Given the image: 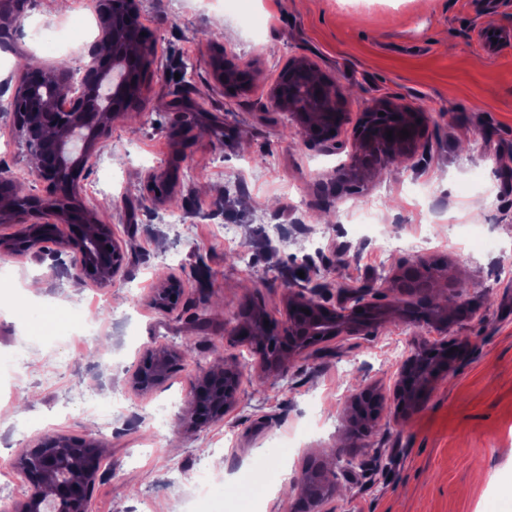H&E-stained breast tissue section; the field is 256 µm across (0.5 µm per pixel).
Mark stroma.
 <instances>
[{
    "instance_id": "1",
    "label": "stroma",
    "mask_w": 512,
    "mask_h": 512,
    "mask_svg": "<svg viewBox=\"0 0 512 512\" xmlns=\"http://www.w3.org/2000/svg\"><path fill=\"white\" fill-rule=\"evenodd\" d=\"M71 2L60 12L55 0H23L0 31V171L35 193L9 103L23 63L86 62L98 0ZM249 11L140 0L155 45L141 109L113 120L76 181L78 206L111 225L126 251L114 283L76 279L68 250L55 266L24 251L0 255V287L37 315L27 325L0 306V491L21 481L19 452L49 435L101 448L88 512H186L201 469L223 478L211 512L248 502L300 512L305 471L340 453L360 466L321 512H512V42L489 59L476 39L484 25L512 33V0H250ZM78 22L85 36L58 54L34 37ZM297 56L343 91L351 122L337 151L297 134L272 100ZM219 62L246 70V87L226 88ZM382 98L425 108L418 151L336 188L330 174L351 150L353 121ZM169 173L168 195H156L151 178ZM488 187L498 208L471 217L469 203ZM377 190L384 237L417 240L416 251L387 250L345 223L342 204ZM419 257L466 283L472 313L443 333L466 339L464 357L415 408L396 399L398 364L441 334L433 326L390 318L308 348L277 373L230 334L247 307L283 322L300 271L397 303L390 278ZM171 276L183 293L166 311L154 295ZM194 314L208 319L204 330L192 331ZM187 335L198 344L192 359L158 388L132 387L147 347L173 349ZM218 365L242 372L235 404L189 428L191 385ZM367 388L383 409L359 438L350 400ZM174 395L178 407L155 431L158 406ZM105 415L112 433L102 437Z\"/></svg>"
}]
</instances>
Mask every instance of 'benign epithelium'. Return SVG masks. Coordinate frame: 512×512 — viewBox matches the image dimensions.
<instances>
[{
  "instance_id": "7a95c632",
  "label": "benign epithelium",
  "mask_w": 512,
  "mask_h": 512,
  "mask_svg": "<svg viewBox=\"0 0 512 512\" xmlns=\"http://www.w3.org/2000/svg\"><path fill=\"white\" fill-rule=\"evenodd\" d=\"M138 14V0H103L99 17L112 18V24L101 27L99 40L88 50L90 62L81 74L71 69L45 70L39 66L27 69V79L22 95L12 100L11 112L17 127L38 129L45 134H54L57 145V157L52 167L38 166L34 170L35 179L46 185L48 195L41 198L25 192L24 187L15 179L3 176L0 185L9 186L7 195L0 197V214L25 224L22 233L14 238H0V251L11 252L18 248L31 251L36 260H42L48 254L46 245L70 247L77 251L78 257L73 266V275L77 279L90 277L98 283H112L120 272L124 256L112 238V229L108 224H99L94 214L83 211L74 215L73 208L63 206L62 195L73 197L75 183L65 189L57 184V172L64 169L81 171L92 159V150L96 142L106 133L112 119L122 112L116 100L129 89L130 75L126 70L135 58L151 57L154 47L141 36L138 47H133L124 39L122 23L129 22ZM305 72L319 78L317 67L305 57H295L288 63L286 72ZM274 100L288 112L290 124L304 137H313L322 141L333 138L347 123L348 115L337 111L341 92L326 89V95L318 97L317 111L307 109V94H288L280 85L272 89ZM393 116H410L409 124L394 128L372 118L379 113ZM426 122V113L407 105L394 104L386 99L374 103L372 111L361 114L354 127L352 149L348 159L338 166L332 180L342 187L352 180H360L375 169L384 165L383 159L399 160L411 155ZM392 137H387V130ZM406 129L410 136L401 137L400 131ZM33 213H41L56 221L68 224L70 235L61 233L60 225L27 224L25 218ZM182 293L181 283L176 279L167 280L156 295L157 304L166 308L175 303ZM380 293H371V299L360 303L350 298L332 301L328 295L308 296L302 299L300 307H288L287 318L282 323H270L267 326L271 335L281 339L282 352L267 368L278 370L285 358L304 350V346L314 339L324 341L337 336H353L366 331L401 311L378 303ZM307 309L310 314H296L297 309ZM441 358L416 386L425 391L431 382L443 371L458 362L462 350L457 343L448 342L439 345ZM178 360V356L167 352L162 346L146 350L140 367L134 372L132 384L140 390H150L163 384ZM232 389L224 390L215 405L211 419L223 417L235 400L240 382V374L232 372ZM58 446V438L45 437L36 447L15 461L17 472L32 486V493L17 508V512H42V495L39 488L48 487L52 496L60 505V512H87V491L92 488L98 477V463L85 459L69 467L67 477L57 478L60 467L59 456L53 452Z\"/></svg>"
}]
</instances>
